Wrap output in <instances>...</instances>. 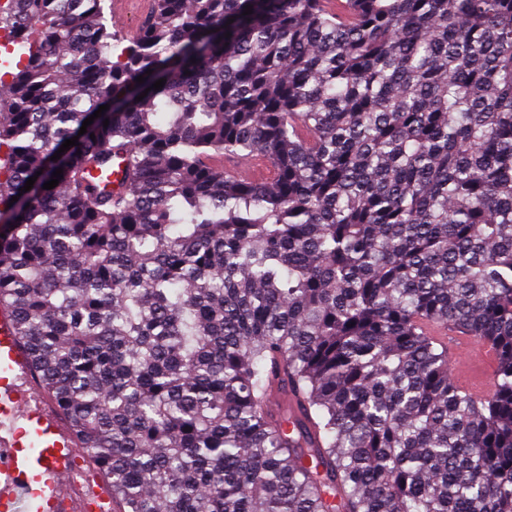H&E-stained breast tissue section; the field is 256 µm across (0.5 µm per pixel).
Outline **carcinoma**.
<instances>
[{
    "instance_id": "1",
    "label": "carcinoma",
    "mask_w": 512,
    "mask_h": 512,
    "mask_svg": "<svg viewBox=\"0 0 512 512\" xmlns=\"http://www.w3.org/2000/svg\"><path fill=\"white\" fill-rule=\"evenodd\" d=\"M105 2L0 6V304L124 512H512V0ZM224 170L241 177L262 180L272 174L271 164L254 157H239L237 161L225 163ZM456 332L448 329L437 330L435 336H445L448 334V362L453 365L456 372V381L466 391L476 397H484L493 389L492 369L490 365L486 370V375L490 378L481 380L480 373L483 365L486 363L487 347L480 342H474L469 339L464 342L456 341Z\"/></svg>"
}]
</instances>
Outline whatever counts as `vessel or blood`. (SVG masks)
Masks as SVG:
<instances>
[{"label": "vessel or blood", "instance_id": "b4317fda", "mask_svg": "<svg viewBox=\"0 0 512 512\" xmlns=\"http://www.w3.org/2000/svg\"><path fill=\"white\" fill-rule=\"evenodd\" d=\"M224 169L256 180L272 173L268 161L254 157L238 158ZM486 358L482 343L448 341L456 380L476 397L493 389L480 376ZM77 445L69 421L37 384L10 311L0 306V503L10 512H122L101 474L80 479L58 461L61 450Z\"/></svg>", "mask_w": 512, "mask_h": 512}]
</instances>
